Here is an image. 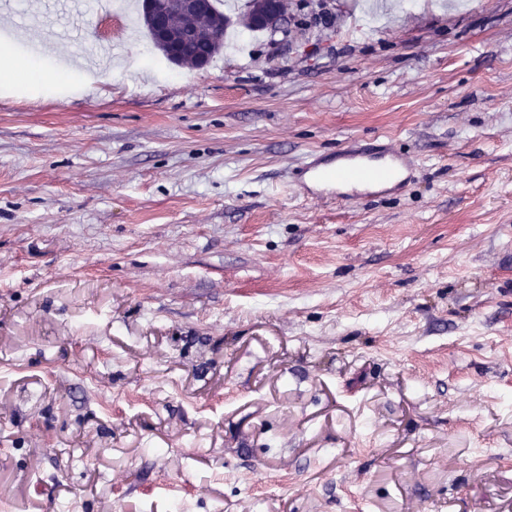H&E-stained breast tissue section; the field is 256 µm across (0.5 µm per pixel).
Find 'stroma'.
Returning a JSON list of instances; mask_svg holds the SVG:
<instances>
[{
	"mask_svg": "<svg viewBox=\"0 0 512 512\" xmlns=\"http://www.w3.org/2000/svg\"><path fill=\"white\" fill-rule=\"evenodd\" d=\"M86 2L0 11V512H512V0H220L202 68ZM272 2H261L260 7L251 18V23L265 28L280 27L285 22V17L281 11L280 1L283 0H269ZM246 27L251 31H263L261 27ZM1 70L0 80L2 84H8L14 80L18 73H31L33 64L23 58L15 57L10 47L1 43L0 46ZM378 153L377 159L382 160V163L377 168H370L364 163L370 154L366 148L357 144L347 145L339 156L348 167L347 176H371L374 179V187L387 191L388 185H398L402 182L399 173L411 165V161L393 153L386 145H381Z\"/></svg>",
	"mask_w": 512,
	"mask_h": 512,
	"instance_id": "35a3bbf8",
	"label": "stroma"
}]
</instances>
